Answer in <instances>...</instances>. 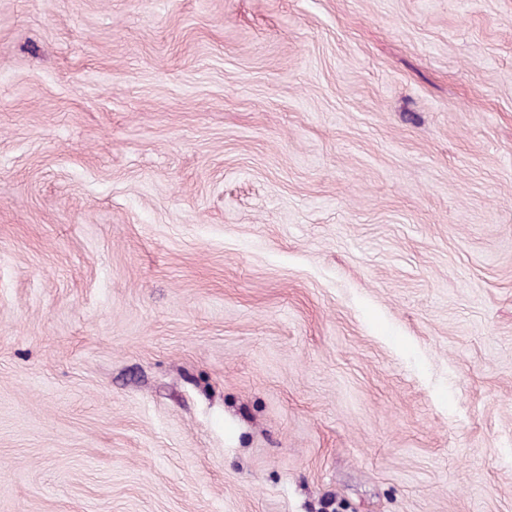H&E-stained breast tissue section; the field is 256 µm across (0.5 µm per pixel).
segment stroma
Here are the masks:
<instances>
[{
    "instance_id": "1",
    "label": "stroma",
    "mask_w": 512,
    "mask_h": 512,
    "mask_svg": "<svg viewBox=\"0 0 512 512\" xmlns=\"http://www.w3.org/2000/svg\"><path fill=\"white\" fill-rule=\"evenodd\" d=\"M0 512H512V0H0Z\"/></svg>"
}]
</instances>
